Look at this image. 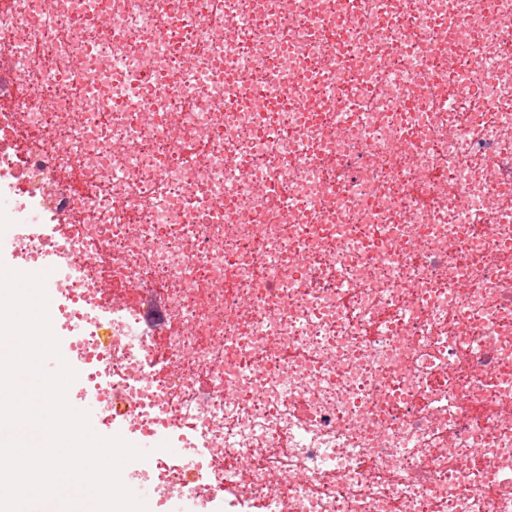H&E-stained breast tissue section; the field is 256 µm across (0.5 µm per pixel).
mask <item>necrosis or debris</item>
<instances>
[{
    "mask_svg": "<svg viewBox=\"0 0 512 512\" xmlns=\"http://www.w3.org/2000/svg\"><path fill=\"white\" fill-rule=\"evenodd\" d=\"M0 223L186 512H512V0H0Z\"/></svg>",
    "mask_w": 512,
    "mask_h": 512,
    "instance_id": "1",
    "label": "necrosis or debris"
}]
</instances>
